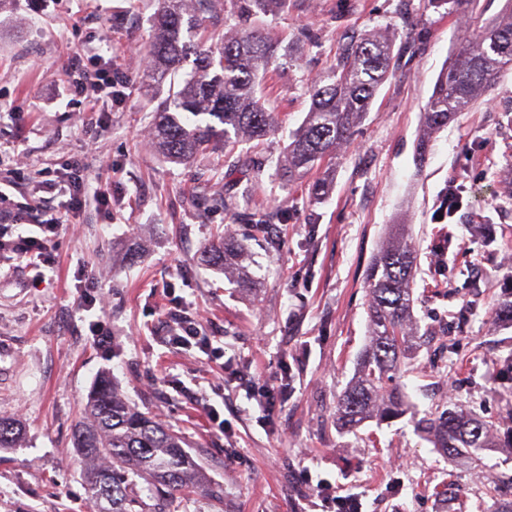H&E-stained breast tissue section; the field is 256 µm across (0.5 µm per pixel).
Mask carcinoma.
<instances>
[{
    "label": "carcinoma",
    "mask_w": 512,
    "mask_h": 512,
    "mask_svg": "<svg viewBox=\"0 0 512 512\" xmlns=\"http://www.w3.org/2000/svg\"><path fill=\"white\" fill-rule=\"evenodd\" d=\"M286 2L243 0L245 8L254 13H267ZM198 26L185 0H162L152 20L147 49V78L158 85L169 83L166 98L154 112L151 140L160 155L175 163L219 150L229 155L241 139L261 141L276 124L275 113L256 95V78L275 58L279 42L252 28L224 37L221 46L212 48L186 39ZM191 55L194 70L181 79L180 70ZM392 59L390 41L364 33L338 48L330 82L311 86V107L291 135L285 159L290 180L323 171L311 185L310 200L318 202L328 193L338 150L350 142L379 87L393 75ZM510 68L512 0L482 27L481 36L456 49L439 72L423 108L418 159H425L433 135L447 127L455 113ZM406 232V225H393L368 272L369 341L356 375L337 403L336 425L341 430H354L366 421H383L408 410L405 394L395 382L405 359L418 346L411 287L417 254L405 240ZM239 258L226 246L223 234L202 252V261L225 269ZM493 322L512 323V292L496 304ZM414 425L442 455L472 469L485 468V452L495 447L493 423L454 404L414 420ZM20 435L17 422L0 419V448L16 447ZM75 445L92 463L84 477L95 512H165L146 500L176 492L186 495L203 487L215 501L224 500L222 488L205 485L203 475L183 450L182 438L117 394L105 376L99 379L84 420L76 428Z\"/></svg>",
    "instance_id": "cac0c4a2"
}]
</instances>
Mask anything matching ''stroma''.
Masks as SVG:
<instances>
[{"mask_svg":"<svg viewBox=\"0 0 512 512\" xmlns=\"http://www.w3.org/2000/svg\"><path fill=\"white\" fill-rule=\"evenodd\" d=\"M161 0H0V208L30 201L73 157L111 202L88 201L62 226L36 270L0 250V418L23 425L22 445L0 449V512H89L86 462L73 434L100 376L178 433L223 503L204 494L170 512H336L335 496L362 512H500L492 480L512 457L492 449L476 471L441 456L413 417L453 402L496 422L512 440V397L487 373L512 354V327L492 325L512 282V69L438 132L415 161L422 109L468 29L506 0H479L472 16L447 0H288L275 15L242 20L240 0H191L207 31L245 25L280 39L258 87L280 123L255 155L259 174L229 170L220 154L167 161L150 142L167 90L144 86L143 58ZM365 32L393 43V75L340 150L326 197L310 179L289 182L277 164L326 78L339 44ZM111 37L121 101L88 108L68 95L69 57ZM107 125L91 138L88 117ZM22 119H15V112ZM462 206L445 218L449 183ZM235 198L236 209L219 204ZM280 212L266 252L254 210ZM418 253L413 323L420 344L397 374L410 413L336 426V404L368 336L367 273L392 225ZM225 233L247 256L253 290L204 264ZM202 322L203 342L166 341L173 306ZM112 331L104 343L96 324Z\"/></svg>","mask_w":512,"mask_h":512,"instance_id":"35a3bbf8","label":"stroma"}]
</instances>
